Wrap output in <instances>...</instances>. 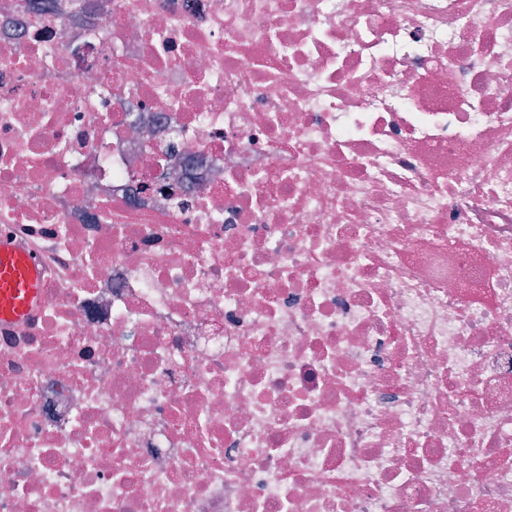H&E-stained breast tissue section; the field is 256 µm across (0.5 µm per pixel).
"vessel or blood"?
I'll list each match as a JSON object with an SVG mask.
<instances>
[{
  "instance_id": "vessel-or-blood-1",
  "label": "vessel or blood",
  "mask_w": 512,
  "mask_h": 512,
  "mask_svg": "<svg viewBox=\"0 0 512 512\" xmlns=\"http://www.w3.org/2000/svg\"><path fill=\"white\" fill-rule=\"evenodd\" d=\"M40 278L29 259L12 246L0 245V321L28 316L39 299Z\"/></svg>"
}]
</instances>
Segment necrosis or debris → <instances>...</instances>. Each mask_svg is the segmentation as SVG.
I'll return each mask as SVG.
<instances>
[{"mask_svg":"<svg viewBox=\"0 0 512 512\" xmlns=\"http://www.w3.org/2000/svg\"><path fill=\"white\" fill-rule=\"evenodd\" d=\"M0 0V512H512V0ZM40 278L29 259L12 246L0 245V321H18L38 303Z\"/></svg>","mask_w":512,"mask_h":512,"instance_id":"4bbe7bcc","label":"necrosis or debris"}]
</instances>
